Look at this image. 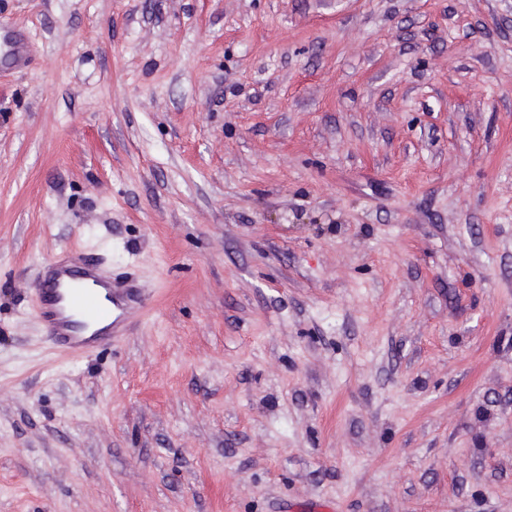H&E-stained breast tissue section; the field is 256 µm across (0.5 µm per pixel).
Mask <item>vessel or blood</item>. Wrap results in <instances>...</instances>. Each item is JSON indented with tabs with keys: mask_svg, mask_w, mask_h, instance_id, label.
I'll use <instances>...</instances> for the list:
<instances>
[{
	"mask_svg": "<svg viewBox=\"0 0 512 512\" xmlns=\"http://www.w3.org/2000/svg\"><path fill=\"white\" fill-rule=\"evenodd\" d=\"M141 302V289L112 279L98 264L68 256L43 268L35 314L59 348L86 354L118 335V316L130 314Z\"/></svg>",
	"mask_w": 512,
	"mask_h": 512,
	"instance_id": "obj_1",
	"label": "vessel or blood"
}]
</instances>
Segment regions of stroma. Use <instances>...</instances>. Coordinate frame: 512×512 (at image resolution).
<instances>
[{"label": "stroma", "instance_id": "stroma-1", "mask_svg": "<svg viewBox=\"0 0 512 512\" xmlns=\"http://www.w3.org/2000/svg\"><path fill=\"white\" fill-rule=\"evenodd\" d=\"M325 502L512 512V0H0V512ZM101 289L105 291L104 299ZM141 302V288L112 280L96 263L68 256L43 268L34 311L59 348L72 354H86L100 342L118 336L119 322L126 320ZM114 308L120 312L115 320ZM98 323H107L96 332L98 335H81L85 326Z\"/></svg>", "mask_w": 512, "mask_h": 512}]
</instances>
